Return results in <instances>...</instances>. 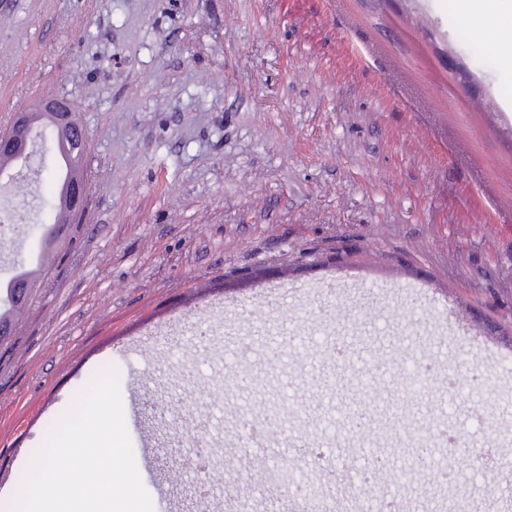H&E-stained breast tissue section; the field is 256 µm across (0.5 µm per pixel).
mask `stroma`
<instances>
[{"mask_svg": "<svg viewBox=\"0 0 512 512\" xmlns=\"http://www.w3.org/2000/svg\"><path fill=\"white\" fill-rule=\"evenodd\" d=\"M456 0H0V130L63 94L87 129L88 208L0 344V512L50 423L100 369L141 394L126 427L154 512L283 491L180 466L337 462L432 512L395 448L424 449L442 503L512 512V71ZM0 187V280L35 254L56 157ZM376 338L377 353L358 338ZM432 362L413 392L401 354ZM378 433L344 432L340 356ZM281 413L274 446L248 422ZM179 482H171L172 472Z\"/></svg>", "mask_w": 512, "mask_h": 512, "instance_id": "1", "label": "stroma"}]
</instances>
